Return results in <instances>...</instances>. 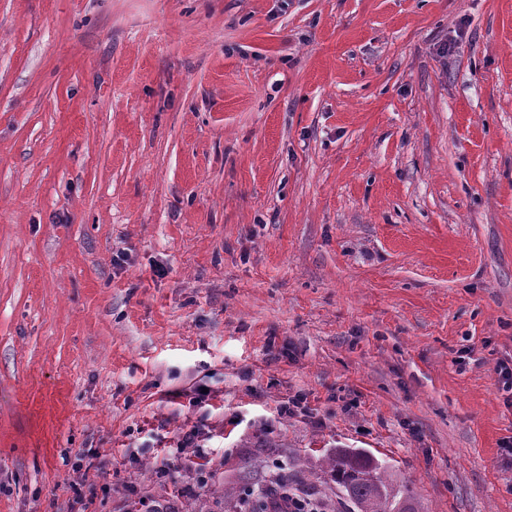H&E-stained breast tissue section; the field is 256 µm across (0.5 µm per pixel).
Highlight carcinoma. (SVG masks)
<instances>
[{
    "label": "carcinoma",
    "instance_id": "obj_1",
    "mask_svg": "<svg viewBox=\"0 0 512 512\" xmlns=\"http://www.w3.org/2000/svg\"><path fill=\"white\" fill-rule=\"evenodd\" d=\"M317 480L336 485L350 501L354 512H419L414 496L405 485L394 483L373 456L349 448H338L327 457ZM279 494L286 500L318 494L316 484L297 471L291 480H278ZM249 512H268V489L249 492Z\"/></svg>",
    "mask_w": 512,
    "mask_h": 512
}]
</instances>
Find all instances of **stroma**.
<instances>
[{"label": "stroma", "mask_w": 512, "mask_h": 512, "mask_svg": "<svg viewBox=\"0 0 512 512\" xmlns=\"http://www.w3.org/2000/svg\"><path fill=\"white\" fill-rule=\"evenodd\" d=\"M503 361L512 0H0V512H512ZM386 473L370 454L339 448L327 457L316 479L335 484L336 491L354 505L352 512H419L407 486L394 483ZM303 472L297 470L293 479L284 481L278 480L280 490L277 492L286 500L292 498H303L302 496H314L318 494L317 485L308 482L307 478L302 474Z\"/></svg>", "instance_id": "1"}]
</instances>
